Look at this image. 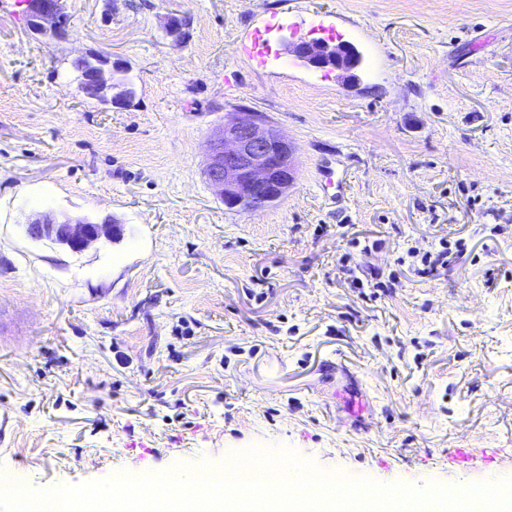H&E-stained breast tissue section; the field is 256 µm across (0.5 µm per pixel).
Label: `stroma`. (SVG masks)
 I'll return each instance as SVG.
<instances>
[{
	"mask_svg": "<svg viewBox=\"0 0 512 512\" xmlns=\"http://www.w3.org/2000/svg\"><path fill=\"white\" fill-rule=\"evenodd\" d=\"M69 36L0 0V482L31 491L288 447L383 485L512 478V0H67ZM187 17L182 46L165 15ZM347 42L355 81L287 41ZM124 63L128 108L79 53ZM295 149L287 195L227 209L231 113ZM347 177L326 200L322 172ZM124 227L75 254L30 211ZM464 239L436 278L408 249ZM385 285L365 303L339 259ZM257 353H250L252 345ZM94 54H81L74 58L73 68L79 91L107 107L125 108L133 104L137 91L116 63L97 56L95 63L85 61Z\"/></svg>",
	"mask_w": 512,
	"mask_h": 512,
	"instance_id": "35a3bbf8",
	"label": "stroma"
}]
</instances>
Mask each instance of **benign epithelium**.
<instances>
[{
  "label": "benign epithelium",
  "instance_id": "benign-epithelium-1",
  "mask_svg": "<svg viewBox=\"0 0 512 512\" xmlns=\"http://www.w3.org/2000/svg\"><path fill=\"white\" fill-rule=\"evenodd\" d=\"M67 0H25L29 30L38 36L63 38L67 35ZM187 18L170 15L165 32L176 44L183 41ZM286 50L305 65L336 70L344 80L352 78L361 58L352 46L326 39L286 43ZM89 54L74 58L73 68L79 91L107 107L133 104L137 91L125 72L107 58L91 64ZM296 160L284 133L264 115L250 110L233 112L210 142L207 177L214 193L229 209L257 211L280 201L295 180ZM30 238L51 240L81 253L101 240H117L123 228L112 218L101 223L87 218L58 215L52 211L30 215L26 228Z\"/></svg>",
  "mask_w": 512,
  "mask_h": 512
}]
</instances>
